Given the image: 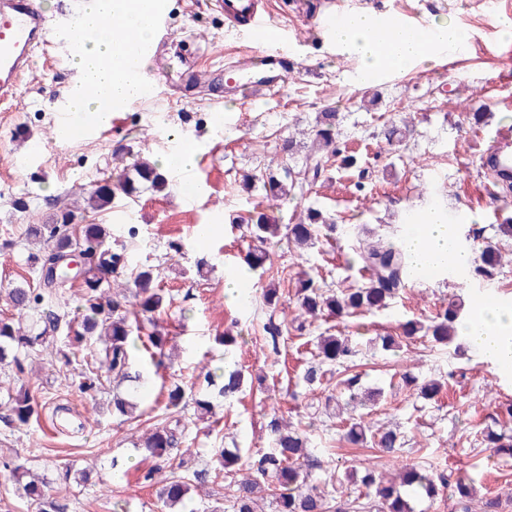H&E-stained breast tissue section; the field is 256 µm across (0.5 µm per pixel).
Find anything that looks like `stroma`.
I'll use <instances>...</instances> for the list:
<instances>
[{
	"label": "stroma",
	"instance_id": "35a3bbf8",
	"mask_svg": "<svg viewBox=\"0 0 512 512\" xmlns=\"http://www.w3.org/2000/svg\"><path fill=\"white\" fill-rule=\"evenodd\" d=\"M385 9L411 22L433 27L447 20L458 27L465 44L460 51L382 72L378 80H360V56L337 53L330 41L294 42L291 57L300 74L289 78L283 92L261 96L243 110L202 94L183 99L175 84L155 87L151 96L125 113L111 134L62 142L53 136L58 108L76 76L69 60L56 66L36 65L21 84L12 108L0 106V312L8 305L2 290L16 285L39 287L28 259L35 244L26 235L29 215L41 221L70 207L83 189L109 178L113 170L143 156L162 161L176 140L198 144L196 163L203 185L196 202L184 199L181 175L168 174L164 191H143L120 199L119 212L78 209L77 223L102 221L120 229L132 224L136 238L118 237L113 249H125L129 261L158 266L162 288L171 303L156 325L176 349L173 369L184 383L201 370L239 369L243 377L235 394L216 399L212 414L186 406L184 448L200 460L210 449L223 448L249 458L272 448L269 422L288 421L307 439L311 460L306 483L328 498L350 501L359 494L350 482L351 468L373 467L395 474L405 464L436 472L470 475L477 490L470 512H483L485 498L512 489V458L485 448L482 434L494 422L512 421V380H500L498 369L469 345H444L431 337L403 338L401 326L415 319L430 323L456 301L469 316L477 295L512 300V261L495 276L421 283L409 281L387 308L343 317L307 320L303 331L289 332L271 346L263 326L268 318L289 321L300 313L296 292L299 276L324 281L339 292L361 283L355 255L357 242L399 238L419 214L440 210L445 215L466 211L457 225L460 243L471 252L491 243L512 254V236L500 231V213L512 206L496 200L497 188L481 168L479 155L512 112L493 107L496 97L512 95V0H382ZM175 29L189 27L210 47L196 58L190 46L171 47L183 62L211 70L248 51L246 40L230 31L211 0H170ZM485 105L484 122L472 126L465 106L470 95ZM333 109L340 116V138L359 155L363 190L352 179L331 176L303 196L281 205L264 191H248L244 173L254 171L277 153L282 140L298 134L315 116ZM413 123L407 150L388 145L383 130L391 121ZM334 219L333 233L320 236L314 247L299 248L286 237L267 245L266 268L251 272L241 300L228 299L224 282L237 269L250 244L240 223L253 208H263L279 223L298 218L307 207ZM278 291L276 308L264 305L267 288ZM232 339L230 346L217 342ZM351 339L358 348L350 375L354 391L376 393L374 404L356 412H339L350 391L344 390L336 367H327L320 382L307 384L303 375L314 363L323 336ZM397 338L396 348L381 346L382 336ZM58 361L39 352L23 356L21 367H0V395L26 389L33 416L18 426L0 405V512H35L3 465L24 464L47 477L67 497L69 512H113L127 502L128 512H153L155 489L142 474L148 466L141 439L166 422L158 397L162 379L150 357H143L144 399L140 417L128 420L89 411L92 403L111 401L127 384L105 371L78 367L72 377L59 374ZM441 382L427 400L420 384ZM396 429L403 446L392 457L371 446L350 447L342 434L353 416ZM123 462L125 477L109 489L77 485L67 470L107 473L111 459Z\"/></svg>",
	"mask_w": 512,
	"mask_h": 512
}]
</instances>
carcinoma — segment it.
<instances>
[{
    "label": "carcinoma",
    "instance_id": "carcinoma-1",
    "mask_svg": "<svg viewBox=\"0 0 512 512\" xmlns=\"http://www.w3.org/2000/svg\"><path fill=\"white\" fill-rule=\"evenodd\" d=\"M339 114L333 111L320 112L315 125L308 132L310 145L302 168L295 170L289 165L277 162V171L245 173L243 185L248 188L262 184L265 194L278 201H284L296 195V191L317 184L328 171L330 158H336V172L353 169L357 164L354 153L337 144ZM412 130L405 125L399 129L392 125L385 129L388 142L405 145ZM167 185L166 177L147 159L140 158L123 169L115 187L95 185L85 191L87 207L103 211L108 209L116 192L132 195L140 187L161 190ZM326 230H335V224L328 221L322 212L309 208L305 217L294 224L281 225L263 211H254L246 220V231L256 245L246 258L247 263L258 268L266 261L264 245L271 239L285 233L289 241L307 246L314 244L320 231L319 225ZM27 235L43 244L42 250L30 256L37 269L44 268L50 258L60 261L51 282L62 287L73 277L63 257L80 248L91 253L92 259L81 271L82 315L78 319L62 321L60 315L45 309L53 293L41 289L17 286L7 290V304L12 309L9 315L0 316V365L19 364V355L35 350L47 342L45 331L39 330V323L46 320L53 330L66 327L64 347L52 350L68 366L72 358L79 355L90 357L95 364L106 368L113 378L137 383L141 378L134 369L137 354L146 352L150 356H166L165 347L168 337L154 332L142 335L140 319H150L166 306L164 289L160 288V273L151 266H135L130 269L126 280L116 284L107 280V275L119 268L127 267L128 259L124 254L112 251L111 239L114 229L108 224H84L79 233L69 231L66 224L55 219L52 224H30ZM362 268L369 273L366 282L355 288L330 294L325 284L311 278L299 281V301L304 313L310 316L318 314L351 315L373 309H383L397 293L406 287L412 268L408 265L401 245L368 244L356 249ZM503 255L500 249L486 244L480 249V264L475 272L481 276L491 275V271L502 265ZM460 308L449 303L442 313L436 316L432 324L425 326L419 321L409 320L402 325L404 335L410 337L419 332L432 336L438 343L448 344L455 341L462 328ZM319 363L311 365L305 371V379L313 384L320 379L321 365H346L353 361L357 350L351 340L341 336H326L318 346ZM203 395L194 399L196 410L208 414L212 410L209 394L217 391L224 395L238 391L241 384L239 370L235 369L219 385L210 372L200 373ZM165 390L164 408L176 413L184 408V386L169 381L162 385ZM7 404L14 420L20 424L28 423L32 407L28 394L7 393ZM112 410L131 417L139 411L136 390L127 396H112ZM273 450L260 455L247 463L248 473L233 481L230 498L234 512H253V495L261 481L268 482V490L276 503V512H348V507L356 504H340L330 508L325 494L315 487L300 490L304 483L301 469L302 460L307 457L306 441L296 430L274 419L270 422ZM182 433L169 425L156 427L146 438L143 447L157 459V462L143 475L144 482L156 487V499L161 512H179L181 505L194 483L202 485L208 482L210 474L233 472L240 461L236 453H228L222 448L210 449L209 464L201 467L193 453L181 459L182 474L173 475L165 471L166 457L170 451L179 447ZM345 439L352 445L371 443L379 452L391 456L401 447L400 435L385 428H372L370 423L360 419L351 423ZM485 447L497 453L512 455V425L504 423L500 429H488L484 434ZM11 476L19 489L36 512H69L68 503L52 493L51 485L45 479L31 474L24 466L17 465L11 470ZM351 480L363 489L366 499L375 502L376 512H413L407 494L426 493L435 497L437 487L448 489V494L464 503L471 499L474 480L466 474H434L416 466H403L394 478H387L372 468L358 472H349Z\"/></svg>",
    "mask_w": 512,
    "mask_h": 512
}]
</instances>
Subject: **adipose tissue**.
<instances>
[{
    "mask_svg": "<svg viewBox=\"0 0 512 512\" xmlns=\"http://www.w3.org/2000/svg\"><path fill=\"white\" fill-rule=\"evenodd\" d=\"M157 0H89L82 16L84 26L99 29L98 38L90 41L75 58L74 66L82 74L83 87L67 95L70 111L97 113L107 120V105L122 101L135 88L134 72L128 61L131 43L146 34L142 24ZM373 21L363 13H353L331 34L338 51L356 53L365 61L366 70L393 69L423 56L417 36L396 27L390 40L383 41L372 32ZM410 261L422 266L427 261L439 267L453 264L468 267L471 256L463 250H449L448 226L438 214H430L426 223L417 225L404 238ZM464 336L471 346L492 363L512 364V308L493 303L476 308Z\"/></svg>",
    "mask_w": 512,
    "mask_h": 512,
    "instance_id": "1",
    "label": "adipose tissue"
}]
</instances>
